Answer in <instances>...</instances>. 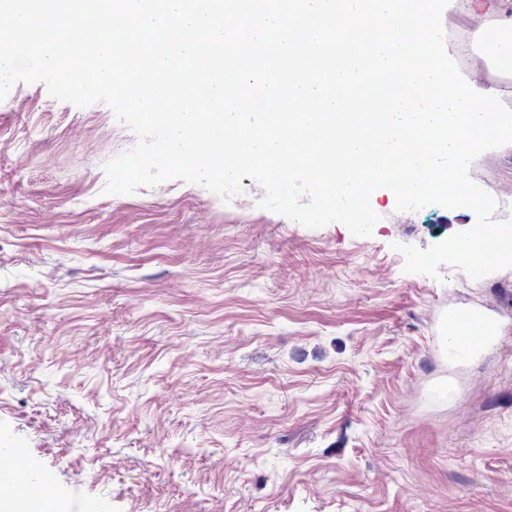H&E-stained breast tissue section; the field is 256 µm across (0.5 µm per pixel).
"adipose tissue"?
Here are the masks:
<instances>
[{
	"instance_id": "obj_1",
	"label": "adipose tissue",
	"mask_w": 512,
	"mask_h": 512,
	"mask_svg": "<svg viewBox=\"0 0 512 512\" xmlns=\"http://www.w3.org/2000/svg\"><path fill=\"white\" fill-rule=\"evenodd\" d=\"M459 9L477 20L469 47L447 38L448 52L466 59L470 76L480 77L481 89H497L512 104V0H461Z\"/></svg>"
}]
</instances>
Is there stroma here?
<instances>
[{
  "label": "stroma",
  "mask_w": 512,
  "mask_h": 512,
  "mask_svg": "<svg viewBox=\"0 0 512 512\" xmlns=\"http://www.w3.org/2000/svg\"><path fill=\"white\" fill-rule=\"evenodd\" d=\"M136 135L0 99V448L59 512H512V267L405 272L473 212L370 197L367 236L178 179L106 195ZM512 197V149L472 164ZM503 323L449 359L451 311Z\"/></svg>",
  "instance_id": "1"
}]
</instances>
